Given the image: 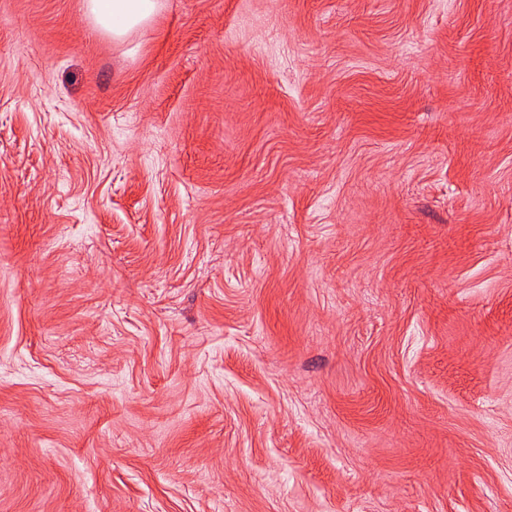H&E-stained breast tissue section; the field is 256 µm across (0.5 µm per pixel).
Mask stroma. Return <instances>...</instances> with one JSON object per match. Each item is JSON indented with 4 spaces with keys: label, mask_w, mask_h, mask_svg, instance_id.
Here are the masks:
<instances>
[{
    "label": "stroma",
    "mask_w": 512,
    "mask_h": 512,
    "mask_svg": "<svg viewBox=\"0 0 512 512\" xmlns=\"http://www.w3.org/2000/svg\"><path fill=\"white\" fill-rule=\"evenodd\" d=\"M0 512H512V0H0ZM160 0H88L89 16L95 24L122 38L132 29L149 21L161 7Z\"/></svg>",
    "instance_id": "35a3bbf8"
}]
</instances>
